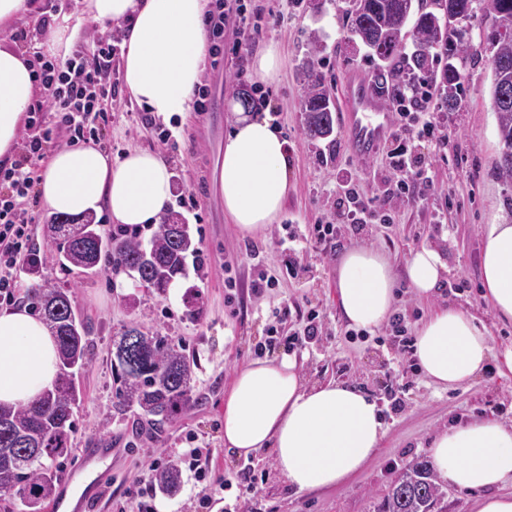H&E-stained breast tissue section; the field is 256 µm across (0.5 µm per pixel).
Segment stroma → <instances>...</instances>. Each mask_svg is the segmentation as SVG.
Instances as JSON below:
<instances>
[{"mask_svg": "<svg viewBox=\"0 0 512 512\" xmlns=\"http://www.w3.org/2000/svg\"><path fill=\"white\" fill-rule=\"evenodd\" d=\"M257 32L247 46H239L233 29H226L220 65H206L205 111L182 119L181 135L161 143L166 125L146 118L131 100L121 62L112 65L115 92L102 101L99 146L112 157L140 148L163 154L173 171L177 205L170 213L190 227L199 256H187L186 275L165 293L136 286L119 269L103 264L87 278L65 271L45 236L52 220L41 203H33V244L40 259L36 274L19 272L23 284L50 280L69 288L76 313L91 333L89 362L78 376L81 401L74 413L72 451L54 465L60 480L77 469L83 448L107 437L115 453L105 496L98 512H139L138 492L149 482V464L162 457L181 474L177 493L155 492L154 512H373L389 485L412 462L428 457L429 442L457 419L495 418L512 425V375H498L496 366L471 384L443 391L419 371L412 354L402 353L397 333L385 330L361 336L348 332L337 304L336 257L313 248L309 239L315 224L331 219L340 183L352 180L370 196L383 189L386 156L378 154L363 166L345 148L342 123L330 138L308 141L303 134L301 97L305 76L302 63L314 43L324 46L318 70L332 90H339L343 74L355 68L367 76L385 70L367 49L352 50L345 11L346 0H242ZM78 0H37V9L20 18L16 31L28 32L23 46L35 49L43 41L46 19L75 12ZM481 18H474L468 35L470 58L465 69L463 96L447 111L442 96L433 103L447 114V149L419 141L417 156L428 165L432 182L422 198L397 202L393 220L373 217L368 246L380 249L396 274H403L412 251L425 243H443L449 272L429 297L400 285L394 310L415 332L438 307L453 304L473 312L487 326L495 348L512 344V323L499 321L483 297L481 250L485 225L512 219V182L498 173L502 144L491 101V71ZM283 50L279 80L273 85L252 81L242 62L268 40ZM252 100H266L283 136L292 147L290 188L278 222L262 233L241 235L224 212L215 187L218 151L230 130L231 106L238 89ZM195 196L196 208L180 205ZM277 277L273 288L254 296L250 288L261 270ZM318 309V335L313 343L293 345L289 336L302 334L309 309ZM144 331L160 333L184 349L193 360L194 405L165 426L159 442L136 432L134 413L115 407L116 378L110 359L113 343L130 321ZM277 329L271 357L296 358L306 384L331 380L368 391L383 415L385 435L377 456L357 477L321 493H299L279 477L272 450L243 458L224 445V395L239 369L268 349L270 329ZM198 449L210 460L205 477L189 467V452ZM242 473L252 485L224 488L226 475Z\"/></svg>", "mask_w": 512, "mask_h": 512, "instance_id": "1", "label": "stroma"}]
</instances>
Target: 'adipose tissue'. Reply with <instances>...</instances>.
<instances>
[{"label":"adipose tissue","instance_id":"ef3b65f1","mask_svg":"<svg viewBox=\"0 0 512 512\" xmlns=\"http://www.w3.org/2000/svg\"><path fill=\"white\" fill-rule=\"evenodd\" d=\"M30 0H0V161H13L37 86L27 51L8 46L14 21ZM209 0H81L79 11L54 16L44 52L66 57L84 18L123 29V80L132 100L154 116L193 109L207 50ZM291 151L266 112L236 111L216 167L224 211L242 235L275 223L288 197ZM173 173L159 153L134 149L114 159L94 145L54 150L37 190L51 213H107L116 224L157 223L173 192ZM487 298L512 321V220L485 227L481 252ZM448 262L442 248L412 252L405 279L426 296L439 287ZM397 279L380 252L353 247L336 262L338 306L350 326L374 332L392 312ZM413 356L428 381L455 389L472 383L488 362L512 374V345L494 349L485 325L467 309L448 305L417 329ZM59 374L54 336L26 305L0 310V403L28 404ZM384 437L377 403L354 386L302 383L290 357L257 358L237 372L224 399V444L247 456L272 449L276 468L299 492L327 491L360 474ZM439 477L479 491L474 512H512V425L494 419L451 423L430 446Z\"/></svg>","mask_w":512,"mask_h":512}]
</instances>
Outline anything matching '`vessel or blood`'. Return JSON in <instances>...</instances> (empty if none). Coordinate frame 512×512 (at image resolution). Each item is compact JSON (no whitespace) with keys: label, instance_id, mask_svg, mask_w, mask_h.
I'll return each instance as SVG.
<instances>
[{"label":"vessel or blood","instance_id":"vessel-or-blood-1","mask_svg":"<svg viewBox=\"0 0 512 512\" xmlns=\"http://www.w3.org/2000/svg\"><path fill=\"white\" fill-rule=\"evenodd\" d=\"M341 97L345 145L355 158L369 160L393 133L395 121L391 107L369 78L359 71L347 75ZM111 454V448L104 441L95 442L91 448L85 449L81 460L85 479L97 481Z\"/></svg>","mask_w":512,"mask_h":512}]
</instances>
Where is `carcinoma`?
I'll return each instance as SVG.
<instances>
[{"mask_svg": "<svg viewBox=\"0 0 512 512\" xmlns=\"http://www.w3.org/2000/svg\"><path fill=\"white\" fill-rule=\"evenodd\" d=\"M436 10L426 11L413 0H350L352 41H358L372 55L386 63L395 77L391 98L405 91L400 82L419 70L430 76L443 91L448 108L460 100L464 75L452 63L467 57L464 24L482 4V16L489 33L491 97L497 114L500 140L507 146L497 165L501 177L512 180V0H434ZM412 31H406L408 24ZM412 34L414 51L405 52L406 36ZM320 48L306 58L303 66L307 84L301 99L303 130L307 140L329 137L333 132L335 101L317 71ZM446 63L440 71L433 63ZM47 237L56 244L57 263L87 275L99 273L96 259L105 258L116 267L139 273V283L163 293L176 278L186 275L185 260L198 253L189 225L165 216L149 242L124 237L103 239L91 215L74 218L60 215L46 225ZM32 308L46 321L58 344L60 373L52 390L35 402L18 407L0 405V492L20 496L29 512H42L55 491L57 473L45 464L69 453L74 430L73 413L80 402L76 371L86 364L90 346L89 329L76 319L70 289L48 280L29 290ZM135 335L132 368L112 359L117 374V410L138 413L146 419L148 434L157 436L164 426L176 421L192 402L193 363L182 349L165 336L149 335L138 322L124 326L118 343ZM165 493L178 488L179 475L169 467L153 475ZM446 493L435 481L430 461L418 459L389 486L374 512H448Z\"/></svg>", "mask_w": 512, "mask_h": 512, "instance_id": "cac0c4a2", "label": "carcinoma"}]
</instances>
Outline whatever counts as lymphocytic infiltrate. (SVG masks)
Segmentation results:
<instances>
[{
    "mask_svg": "<svg viewBox=\"0 0 512 512\" xmlns=\"http://www.w3.org/2000/svg\"><path fill=\"white\" fill-rule=\"evenodd\" d=\"M115 48L103 41L92 52H76L71 57L44 59L36 71L41 98L30 111L28 127L31 131L18 159L12 164L0 163V300L10 303L15 299L19 261L37 266L38 255L32 248L30 225L34 220L28 210L34 199L33 170L52 141L54 130L65 131L70 140L97 139L99 103L107 96L105 77L112 68ZM433 95L424 83L413 85L410 94L397 98L398 124L388 153L393 172L387 182L382 201L412 200L418 197L429 181L413 152L412 142L417 138L435 140L447 147L449 135L438 112L432 111ZM342 194L336 200L332 221L315 225L313 244L324 253L334 252L341 237L362 234L367 218L377 211L373 200L364 198L350 183H343Z\"/></svg>",
    "mask_w": 512,
    "mask_h": 512,
    "instance_id": "obj_1",
    "label": "lymphocytic infiltrate"
}]
</instances>
